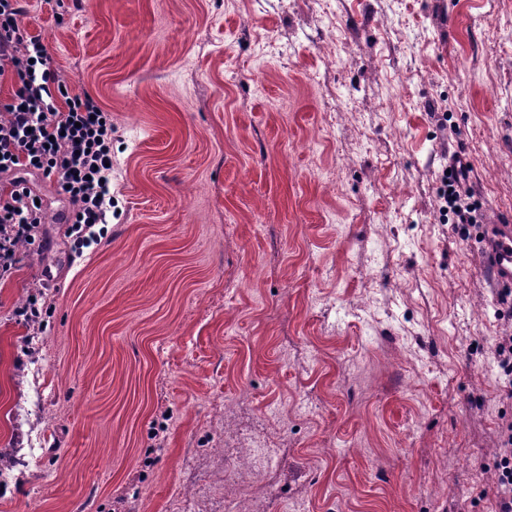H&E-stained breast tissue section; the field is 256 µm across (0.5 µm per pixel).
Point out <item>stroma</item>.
Masks as SVG:
<instances>
[{"label":"stroma","mask_w":512,"mask_h":512,"mask_svg":"<svg viewBox=\"0 0 512 512\" xmlns=\"http://www.w3.org/2000/svg\"><path fill=\"white\" fill-rule=\"evenodd\" d=\"M23 4L113 206L76 252L17 173L51 246L0 279V512H490L512 317L437 188L461 154L512 223V0ZM495 354L500 371L501 391L506 399H512V334L498 336Z\"/></svg>","instance_id":"1"}]
</instances>
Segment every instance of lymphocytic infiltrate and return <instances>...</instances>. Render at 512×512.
<instances>
[{
	"label": "lymphocytic infiltrate",
	"instance_id": "obj_1",
	"mask_svg": "<svg viewBox=\"0 0 512 512\" xmlns=\"http://www.w3.org/2000/svg\"><path fill=\"white\" fill-rule=\"evenodd\" d=\"M19 0H0V82L15 91L0 106V173L26 167L41 172L73 205L68 235L87 244L96 225L112 208V114L90 94L70 95L53 68L44 43L27 35ZM470 167L452 156L441 176V211L453 215L459 234L476 223ZM26 184L0 196V276L17 261V241L47 245L42 237L44 209ZM495 460L499 475L493 486V512H512V420L499 427Z\"/></svg>",
	"mask_w": 512,
	"mask_h": 512
}]
</instances>
